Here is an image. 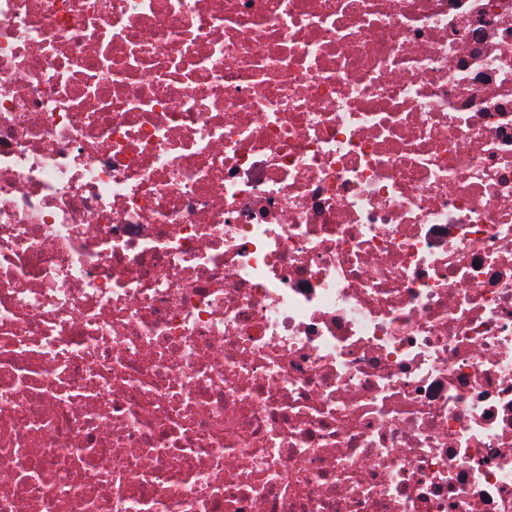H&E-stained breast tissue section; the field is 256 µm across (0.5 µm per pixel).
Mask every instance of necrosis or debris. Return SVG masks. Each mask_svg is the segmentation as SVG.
I'll return each instance as SVG.
<instances>
[{
  "label": "necrosis or debris",
  "mask_w": 512,
  "mask_h": 512,
  "mask_svg": "<svg viewBox=\"0 0 512 512\" xmlns=\"http://www.w3.org/2000/svg\"><path fill=\"white\" fill-rule=\"evenodd\" d=\"M0 512H512V0H0Z\"/></svg>",
  "instance_id": "1"
}]
</instances>
